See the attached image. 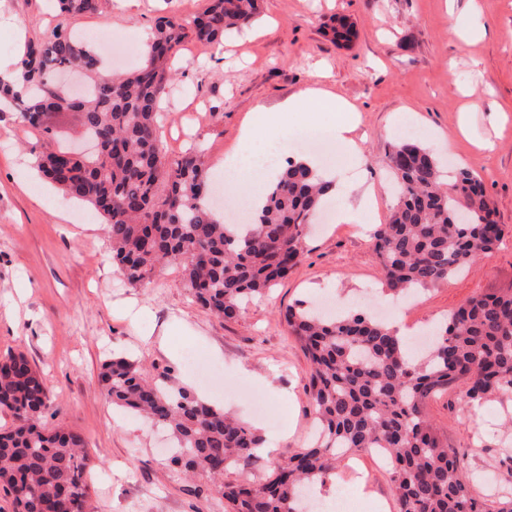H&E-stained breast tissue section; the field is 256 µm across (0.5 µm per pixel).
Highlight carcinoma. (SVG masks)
<instances>
[{"label":"carcinoma","mask_w":512,"mask_h":512,"mask_svg":"<svg viewBox=\"0 0 512 512\" xmlns=\"http://www.w3.org/2000/svg\"><path fill=\"white\" fill-rule=\"evenodd\" d=\"M69 17L94 14L100 0H58ZM258 0H205L186 22L161 17L143 63L104 76L100 58L73 34L55 29L30 42L18 67L22 86L0 81V112H14L41 131L37 167L69 196L101 217L112 262L134 288L169 264L182 273L194 300L212 315L233 319L243 305L276 285L300 263L307 229L332 198V183L299 159H288L270 182L261 210L244 224L212 218L210 167L195 150H165L159 110L173 79L170 62L187 38L218 45L252 19ZM336 43L355 37L336 19ZM78 70L90 91L75 99L55 81ZM71 110L79 133L97 150L61 145L43 118ZM398 200L373 233L388 290L426 289L490 256L504 236L481 179L468 169L443 172L416 141L388 154ZM284 319L310 365L309 400L320 438L272 464L261 482L234 475L260 460L258 430L167 377L149 379L116 357L103 364L104 396L165 427L176 442L170 459L180 476L203 475L224 499V512H304L309 484L336 471L337 450L379 449L392 473L397 512H512V497L473 494L459 453L438 437L426 414L429 399L461 382L465 404L512 389V290L482 295L449 313L430 353L415 358L388 325L363 312L319 314L297 302ZM49 393L22 353L0 356V408L16 424L0 432V487L16 512H89L85 475L90 459L82 436L44 422Z\"/></svg>","instance_id":"cac0c4a2"}]
</instances>
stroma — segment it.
Wrapping results in <instances>:
<instances>
[{
  "label": "stroma",
  "instance_id": "35a3bbf8",
  "mask_svg": "<svg viewBox=\"0 0 512 512\" xmlns=\"http://www.w3.org/2000/svg\"><path fill=\"white\" fill-rule=\"evenodd\" d=\"M260 13L225 38L222 47L186 40L179 72L163 100L162 139L170 155L194 146L216 175L238 143L256 104L276 112L286 135L326 126L278 115L279 105L313 82L353 104V134L361 156L336 150L324 157L304 144L289 155H311L321 168L341 169L351 186L317 218L300 266L236 319L223 321L186 290L177 267L157 271L147 285L127 284L112 263L96 214L40 176L41 142L16 115L0 117V355L24 353L49 389L48 425L80 433L91 458V512H224L203 476L179 478L169 443L156 426L113 406L99 384L103 362L136 361L143 373H169L181 387L236 413L265 438L269 455L248 469L254 479L307 446L315 415L309 403L310 362L282 314L299 300L333 301L335 312L363 311L403 320L411 333L436 329L468 299L512 290V0H259ZM204 0H102L98 12L60 20L52 0H0V59L17 62L25 42L58 23L92 42L121 38L143 46L157 18L184 20ZM466 38L448 31L449 15ZM348 18L357 37L333 42L332 21ZM427 131L422 145L444 162L471 170L484 184L507 233L488 258L462 274L393 304L369 233L342 223L344 206L359 207L367 187L392 180L387 156L399 116ZM459 388L429 400L427 415L442 440L457 449L476 495L491 485L512 487L504 427L512 391L464 407ZM364 484L346 462L324 485L330 512L347 495L355 512H396L387 464L356 457Z\"/></svg>",
  "mask_w": 512,
  "mask_h": 512
}]
</instances>
